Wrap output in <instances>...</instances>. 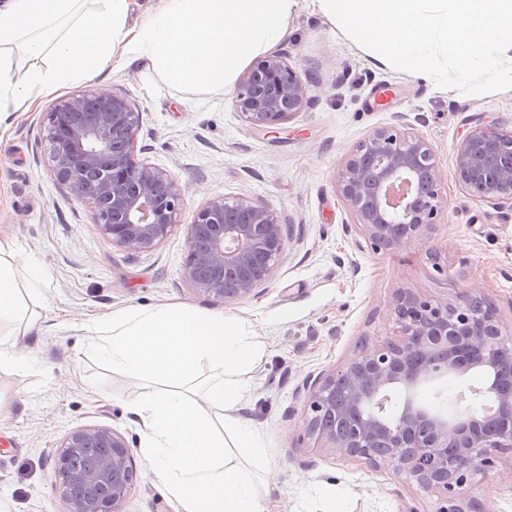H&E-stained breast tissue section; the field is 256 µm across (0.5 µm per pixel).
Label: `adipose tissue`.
I'll return each mask as SVG.
<instances>
[{
	"label": "adipose tissue",
	"mask_w": 512,
	"mask_h": 512,
	"mask_svg": "<svg viewBox=\"0 0 512 512\" xmlns=\"http://www.w3.org/2000/svg\"><path fill=\"white\" fill-rule=\"evenodd\" d=\"M313 10L384 65L429 71L449 51L468 91L486 76L512 89V0H310ZM134 0H0V116L114 61H144L171 87L219 93L288 33L299 0H158L128 26ZM49 281L0 242V367L23 370ZM113 373L145 382L131 405L148 469L177 512H267L248 468L267 445L241 415L235 373L259 363L249 322L186 304L128 307L84 323Z\"/></svg>",
	"instance_id": "ef3b65f1"
}]
</instances>
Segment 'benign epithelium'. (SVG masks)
Masks as SVG:
<instances>
[{
    "label": "benign epithelium",
    "mask_w": 512,
    "mask_h": 512,
    "mask_svg": "<svg viewBox=\"0 0 512 512\" xmlns=\"http://www.w3.org/2000/svg\"><path fill=\"white\" fill-rule=\"evenodd\" d=\"M311 82L272 54L247 68L235 105L254 127L288 120L310 102ZM140 113L95 89L57 102L45 115L57 181L73 191L112 244L131 251L164 241L184 199L166 170L136 160ZM455 175L472 199L512 206V131L477 123L455 148ZM339 190L376 252L423 241L441 213L438 161L415 133L378 128L344 160ZM289 233L277 213L248 196L215 197L187 225L182 278L194 294L224 304L255 297L275 274ZM398 336L363 347L307 385L305 430L337 460L383 465L439 500L436 512H467L454 492L474 472L512 453V331L480 288L456 303L411 288L393 294ZM481 368L495 414L452 419L418 398L421 385ZM404 391L402 405L392 394ZM62 512H125L137 465L125 436L108 425L70 431L54 455Z\"/></svg>",
    "instance_id": "benign-epithelium-1"
}]
</instances>
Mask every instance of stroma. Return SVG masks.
I'll return each instance as SVG.
<instances>
[{"instance_id": "35a3bbf8", "label": "stroma", "mask_w": 512, "mask_h": 512, "mask_svg": "<svg viewBox=\"0 0 512 512\" xmlns=\"http://www.w3.org/2000/svg\"><path fill=\"white\" fill-rule=\"evenodd\" d=\"M277 51L310 77L313 91L304 110L271 132L236 110L234 84L218 95L183 92L144 62L0 118V241L19 259L35 258L49 279L42 329L27 341L30 367L0 369V512H60L54 452L71 430L94 425L122 432L138 466L126 512H175L144 464L143 434L129 412L141 385L95 357L82 328L116 309L160 303L237 315L266 345L264 360L241 376L249 389L241 415L268 444L272 512H322L330 497L337 512H436L437 496L416 483L332 458L304 428V387L361 346L395 338L390 302L400 287L452 303L481 288L512 326V207L469 198L454 175V149L471 120L512 131V91L481 79L460 93L443 58L428 78L383 66L304 5ZM97 88L140 112L137 159L169 170L183 193L179 225L147 251L113 246L49 167L44 112ZM390 126L418 133L435 151L442 215L424 244L383 254L341 196L339 176L370 132ZM240 195L273 208L290 242L264 291L227 305L183 284L186 226L209 199ZM486 384L473 370L427 383L421 398L453 417ZM457 502L512 512V457L470 476Z\"/></svg>"}]
</instances>
